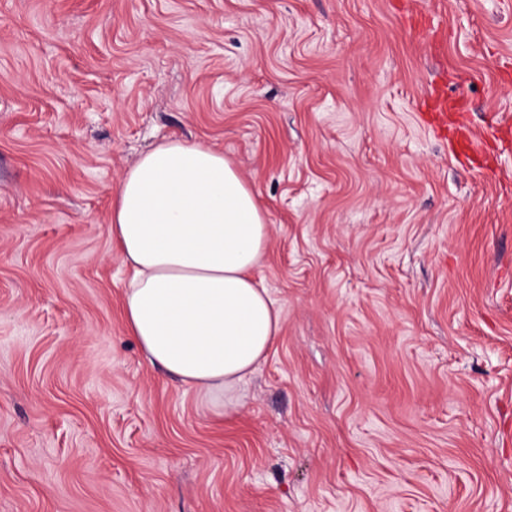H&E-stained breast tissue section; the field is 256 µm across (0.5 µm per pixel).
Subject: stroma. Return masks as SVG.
<instances>
[{"mask_svg": "<svg viewBox=\"0 0 512 512\" xmlns=\"http://www.w3.org/2000/svg\"><path fill=\"white\" fill-rule=\"evenodd\" d=\"M0 0V512H512V0ZM223 151L279 339L231 415L142 356L137 157ZM425 115L433 123L438 116L446 115L447 112H454L455 119L449 129H440V134L447 138L458 157H464L469 163H474V158L482 151L474 149L477 144L473 139V131L468 129L463 123L464 113L467 106L460 99L448 96V92L443 87H435L429 93L424 101Z\"/></svg>", "mask_w": 512, "mask_h": 512, "instance_id": "stroma-1", "label": "stroma"}]
</instances>
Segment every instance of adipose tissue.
<instances>
[{"mask_svg":"<svg viewBox=\"0 0 512 512\" xmlns=\"http://www.w3.org/2000/svg\"><path fill=\"white\" fill-rule=\"evenodd\" d=\"M109 234L128 272L129 335L151 364L202 397L223 395L231 413L281 329L255 276L271 229L253 191L223 152L166 141L120 179Z\"/></svg>","mask_w":512,"mask_h":512,"instance_id":"ef3b65f1","label":"adipose tissue"}]
</instances>
